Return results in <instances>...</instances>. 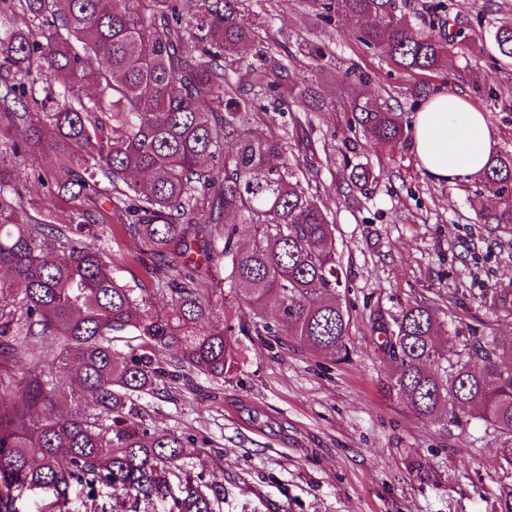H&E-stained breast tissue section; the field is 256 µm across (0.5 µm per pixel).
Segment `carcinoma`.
Wrapping results in <instances>:
<instances>
[{
	"label": "carcinoma",
	"mask_w": 512,
	"mask_h": 512,
	"mask_svg": "<svg viewBox=\"0 0 512 512\" xmlns=\"http://www.w3.org/2000/svg\"><path fill=\"white\" fill-rule=\"evenodd\" d=\"M0 0V18L26 17L0 32V512H26L41 492L51 512H72L70 492L112 490L110 512L168 499V512H215L224 488L184 469L179 435L151 429L137 404L169 379H231L236 337L297 345L336 362L349 354L351 316L335 247L336 213L313 174L336 164L316 150L296 156L290 142L315 131L322 112L351 114L354 133L397 147L408 137L401 109L368 98V74H343L347 99L322 93L293 65L309 55L322 69L330 52L298 43L277 59L244 45L265 42L244 18V0ZM326 23L339 19L397 69L419 74L447 66L468 48L469 22L453 4L428 0L416 26L406 0H308ZM496 52L512 58V15L489 23ZM283 121L268 136L260 123ZM54 157L48 172L38 155ZM348 198L372 183L353 149ZM73 202L69 222L47 207L27 210L26 171ZM494 205L485 224H512V152L475 175ZM106 195L110 209L84 207ZM113 225L136 244L124 257L148 259L166 274L155 293L168 310L146 308L145 286L118 282L104 247ZM250 243L240 244V225ZM242 300L249 318L212 325L217 293ZM276 310L270 320L266 310ZM437 309L415 303L375 324L377 349L395 369L387 395L440 425L478 418L512 442V348L484 336L448 357ZM141 340L116 350V336ZM173 352L167 365L159 351ZM184 480L170 486V469Z\"/></svg>",
	"instance_id": "obj_1"
}]
</instances>
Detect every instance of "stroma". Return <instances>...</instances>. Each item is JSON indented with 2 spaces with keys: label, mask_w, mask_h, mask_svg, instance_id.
<instances>
[{
  "label": "stroma",
  "mask_w": 512,
  "mask_h": 512,
  "mask_svg": "<svg viewBox=\"0 0 512 512\" xmlns=\"http://www.w3.org/2000/svg\"><path fill=\"white\" fill-rule=\"evenodd\" d=\"M454 2L470 22L471 50L449 57L448 67L470 66L475 79L457 83L441 72L427 80L485 112L497 151H512V101L490 99L512 86V62L484 47L489 21L512 13V0ZM243 8L268 21L273 53L295 49L304 37L333 53L331 65L313 75L327 95L343 97L342 74L355 64L370 76L366 95L402 106L412 118L404 92L415 76L343 23H322L300 0H245ZM353 137L345 113L324 112L311 141L341 155ZM361 147L376 178L368 195L348 201L335 193L342 166L318 174L336 213V251L347 278L348 358L333 363L301 346L243 336L232 379L170 382L138 399L149 427L186 438L192 474L223 485L221 512H500L512 491L499 433L477 419L443 427L388 397L383 384L394 366L371 338L375 320L428 301L446 325L448 351H464L481 336L511 346L512 228L480 222L468 202L472 180L437 184L423 176L410 148ZM134 247L114 237L115 275L131 287L152 284L161 275L154 264L123 266Z\"/></svg>",
  "instance_id": "35a3bbf8"
}]
</instances>
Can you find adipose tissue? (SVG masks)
<instances>
[{
	"mask_svg": "<svg viewBox=\"0 0 512 512\" xmlns=\"http://www.w3.org/2000/svg\"><path fill=\"white\" fill-rule=\"evenodd\" d=\"M410 142L423 174L438 184L478 173L496 146L484 113L448 92L433 94L416 112Z\"/></svg>",
	"mask_w": 512,
	"mask_h": 512,
	"instance_id": "adipose-tissue-1",
	"label": "adipose tissue"
}]
</instances>
